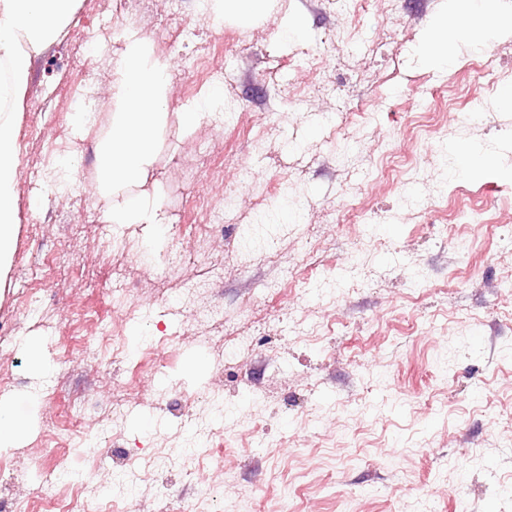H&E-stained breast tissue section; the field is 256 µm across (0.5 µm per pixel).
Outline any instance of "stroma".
<instances>
[{
  "label": "stroma",
  "mask_w": 512,
  "mask_h": 512,
  "mask_svg": "<svg viewBox=\"0 0 512 512\" xmlns=\"http://www.w3.org/2000/svg\"><path fill=\"white\" fill-rule=\"evenodd\" d=\"M452 2L266 0L255 18H193L189 43L174 0H138L139 31L161 25L174 41L153 49L167 65L169 117L147 180L103 198L93 180L57 188L41 174L50 151L78 163L94 153L74 123L83 74L111 123L110 61L125 45L94 55L100 3L77 0L17 103L18 132L39 123L48 133L19 144L16 235L0 263L10 328L0 406L23 425L0 446L13 472L1 502L37 512L64 500L88 456L111 465L118 445L172 455L130 484L122 468L114 484L83 481L90 505L117 512H206L207 483L219 512H512V228L491 233L455 215L512 208V104L476 73L494 60L512 87V29L462 32L447 65L428 64V33ZM292 24L300 33L284 36ZM218 31L230 46L217 88L248 121L246 136L176 117L206 90L188 69ZM476 95L490 100L483 118L458 126L454 112ZM358 101L367 116L350 113ZM464 150L493 164L449 181ZM228 156L249 170L216 196L233 240L183 235L186 198L211 187L210 162ZM355 198L375 212L372 231L342 223ZM144 199L158 202V223L126 225L125 247L105 246L107 211ZM271 230L274 267L260 259ZM60 244L68 260L29 311L24 285ZM215 267L217 286L188 289ZM120 285L134 296L114 336ZM161 330L176 358L153 384L127 385L133 352ZM72 336L80 346L66 360ZM195 425L229 438L213 439L197 466L186 451Z\"/></svg>",
  "instance_id": "35a3bbf8"
}]
</instances>
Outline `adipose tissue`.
I'll return each instance as SVG.
<instances>
[{"mask_svg": "<svg viewBox=\"0 0 512 512\" xmlns=\"http://www.w3.org/2000/svg\"><path fill=\"white\" fill-rule=\"evenodd\" d=\"M75 4L76 0H0V60L12 74V97H19L26 85L31 58L60 36ZM491 6V0H470L452 24L434 28L431 61L447 64L449 29L473 28L477 16ZM124 43L114 66L117 110L108 131L97 140L100 162L94 189L101 194L146 179L157 132L167 120L165 65L149 59L146 40L138 31H127ZM18 123V113L0 117V262L10 256L15 239Z\"/></svg>", "mask_w": 512, "mask_h": 512, "instance_id": "adipose-tissue-1", "label": "adipose tissue"}]
</instances>
